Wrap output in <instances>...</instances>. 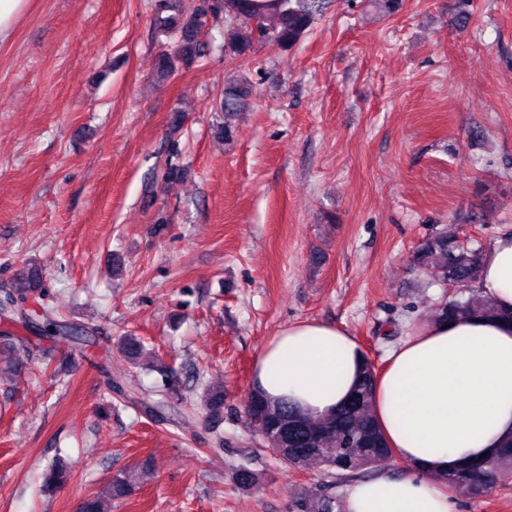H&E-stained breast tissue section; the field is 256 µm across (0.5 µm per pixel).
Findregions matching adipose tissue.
I'll list each match as a JSON object with an SVG mask.
<instances>
[{
  "label": "adipose tissue",
  "instance_id": "ef3b65f1",
  "mask_svg": "<svg viewBox=\"0 0 512 512\" xmlns=\"http://www.w3.org/2000/svg\"><path fill=\"white\" fill-rule=\"evenodd\" d=\"M475 288L497 308L512 309V232L486 249ZM363 363L361 345L344 328L297 322L260 350L252 387L328 416L349 399ZM374 410L393 454L414 473L355 483L346 512H455L440 477L512 436V324L479 314L425 322L389 352Z\"/></svg>",
  "mask_w": 512,
  "mask_h": 512
}]
</instances>
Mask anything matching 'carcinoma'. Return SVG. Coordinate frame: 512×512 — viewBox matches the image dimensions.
Returning a JSON list of instances; mask_svg holds the SVG:
<instances>
[{"label":"carcinoma","mask_w":512,"mask_h":512,"mask_svg":"<svg viewBox=\"0 0 512 512\" xmlns=\"http://www.w3.org/2000/svg\"><path fill=\"white\" fill-rule=\"evenodd\" d=\"M378 12L392 16L403 8V0H368ZM335 0H202L193 7L189 17L179 22L176 16L162 17L159 26L166 34H176L178 44L174 53L159 55L158 71L168 78L176 72L175 62L185 63L205 53L201 41L203 29L209 22L221 20L233 30L229 48L241 56L253 45L273 41L284 47L300 42L312 27L334 5ZM251 94L246 79L241 78L224 89L219 110L224 122L217 125L216 136L223 140L233 138V119L241 111ZM483 246H470L460 241L455 232H435L418 251V263L445 284L457 288L458 294L438 304L432 318L452 320L471 312L497 316L511 322L512 312H503L491 302L472 293L483 261ZM42 285L39 267L27 263L16 270L11 280L12 291L0 300V320L21 323L35 330L41 337H60L77 349L93 345L88 327L58 320L51 312L41 313V319L30 315L29 295ZM116 350L129 362L142 365L146 348L137 336H123ZM163 379L166 395L176 403H183L181 385L176 372L167 365L154 366ZM377 369L372 361L365 364L363 376L349 401L336 413L319 418L303 415L287 400L276 403L251 393L246 416L257 423L267 447L281 465L293 471L319 469L337 476H356L391 458L385 436L377 424L373 401ZM199 405L207 418L218 423L223 419L224 391L205 389ZM70 476L69 466L57 458L45 469L44 485L52 489L65 484ZM512 476V439L506 441L498 453L479 463L453 471L444 478V484L455 491L463 489L472 497L489 493L498 483ZM238 488L249 491L257 487L260 475L241 466L233 473ZM136 485V473L121 471L112 476L105 490L109 497L120 499ZM290 512H343L341 499L325 489L302 492L292 497Z\"/></svg>","instance_id":"obj_1"}]
</instances>
